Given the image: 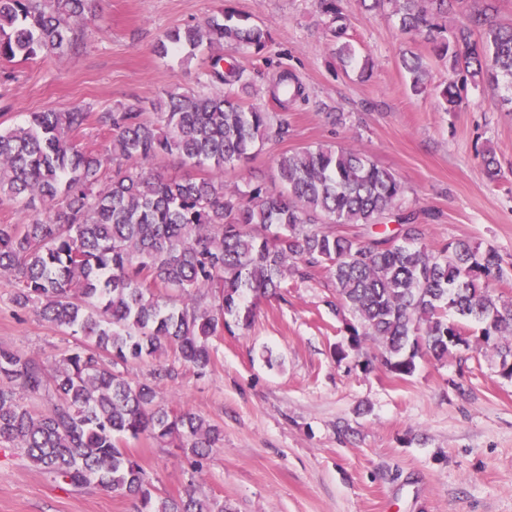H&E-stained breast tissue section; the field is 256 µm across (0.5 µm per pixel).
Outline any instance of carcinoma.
I'll return each mask as SVG.
<instances>
[{
  "label": "carcinoma",
  "mask_w": 512,
  "mask_h": 512,
  "mask_svg": "<svg viewBox=\"0 0 512 512\" xmlns=\"http://www.w3.org/2000/svg\"><path fill=\"white\" fill-rule=\"evenodd\" d=\"M95 2L0 0V59L72 50ZM387 2L401 30L448 59L454 79L442 96L449 108L461 100V82L512 84V26L500 25L492 6L450 30V0H371L369 8ZM319 5L334 26L337 55L353 61L341 0ZM222 42L258 54L268 34L226 11L169 30L155 52L193 56ZM402 63L412 91L422 93V57L412 53ZM207 77L214 91L172 93L150 116L138 103L103 113L99 121L113 134L108 156L74 140L89 112H35L23 125L0 129V199L30 212L20 224H0V273L17 281L16 305L78 337L51 364L0 348V443L23 449L61 488L118 492L137 512H227L194 490L157 495L151 474L122 446L141 437L169 443L197 470L223 443V431L189 409L166 406L123 367L172 350L204 373L210 338L249 326L253 300L279 295L290 277L325 269L353 317L345 326L349 347L375 342L394 374L412 375L422 351L441 360L470 349L466 320L482 325L499 374L512 379V296L496 292L505 270L494 249L467 240L427 244L418 216L401 210L404 186L360 149L284 152L275 161L274 190L227 183L224 172L271 136L288 137V123L243 100L249 82L240 66L223 68L217 58ZM270 95L284 108L301 86L283 70ZM168 158L199 173L166 176L156 164ZM393 216V231L338 230Z\"/></svg>",
  "instance_id": "cac0c4a2"
}]
</instances>
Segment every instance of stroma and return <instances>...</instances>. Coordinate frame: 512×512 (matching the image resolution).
<instances>
[{
    "mask_svg": "<svg viewBox=\"0 0 512 512\" xmlns=\"http://www.w3.org/2000/svg\"><path fill=\"white\" fill-rule=\"evenodd\" d=\"M346 39L357 62L344 64L318 0H97L78 51L28 62L0 61V128L48 109H81L94 120L80 144L107 155L113 135L96 117L128 102L144 107L170 93L198 90L202 56L159 57L174 27L232 11L270 35L262 53L217 47L240 65L248 102L272 108L268 87L292 72L306 98L282 117L288 137L266 141L225 181L270 182L275 158L301 146L365 151L404 185V204L424 214L431 244L458 239L494 247L512 292V104L505 85L467 86L461 107L440 96L448 64L417 35L402 32L391 7L342 0ZM429 70L425 93L410 89L406 53ZM493 151L500 174L482 163ZM17 284L0 274V348L39 360L60 357L76 339L13 302ZM347 310L324 271L289 279L280 297L256 301L250 326L210 340L205 373L174 354L129 364L138 381L157 365L159 399L218 425L222 447L192 473L176 448L150 438L126 451L154 479L159 495L202 490L230 512H512V380L493 354L473 349L443 360L422 354L412 375L390 373L376 344L348 347ZM346 357H338V349ZM0 512H135L127 497L64 490L20 449L0 445Z\"/></svg>",
    "mask_w": 512,
    "mask_h": 512,
    "instance_id": "stroma-1",
    "label": "stroma"
}]
</instances>
